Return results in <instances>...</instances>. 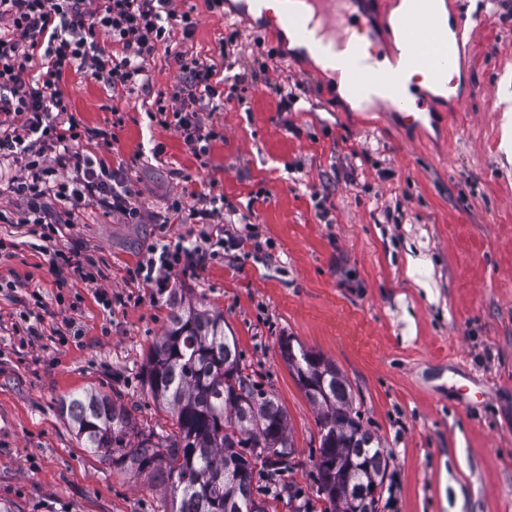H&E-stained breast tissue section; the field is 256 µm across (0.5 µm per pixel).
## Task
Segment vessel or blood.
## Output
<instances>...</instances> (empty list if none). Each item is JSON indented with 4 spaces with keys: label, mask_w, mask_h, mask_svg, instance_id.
Returning a JSON list of instances; mask_svg holds the SVG:
<instances>
[{
    "label": "vessel or blood",
    "mask_w": 512,
    "mask_h": 512,
    "mask_svg": "<svg viewBox=\"0 0 512 512\" xmlns=\"http://www.w3.org/2000/svg\"><path fill=\"white\" fill-rule=\"evenodd\" d=\"M381 0H304L288 7L276 22L277 28L291 30L305 52L333 55L347 78V90L354 96H368L390 107L430 104L426 88L408 85L410 72H425L433 83L448 79L449 64L461 63L467 48L464 27L449 29L435 7L436 0H409L408 10L399 18L402 61L391 68L367 65L363 46L353 40L356 29H368L369 17Z\"/></svg>",
    "instance_id": "1"
}]
</instances>
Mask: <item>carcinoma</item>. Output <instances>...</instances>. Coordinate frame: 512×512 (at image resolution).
<instances>
[{
  "mask_svg": "<svg viewBox=\"0 0 512 512\" xmlns=\"http://www.w3.org/2000/svg\"><path fill=\"white\" fill-rule=\"evenodd\" d=\"M168 327L154 341L147 359L145 384L154 403L171 414L175 431L139 428L134 410L102 391L72 394L61 400L62 413L83 447L133 474H149L164 491V512H270L272 506L254 490V462L270 480L296 465L287 416L278 402L256 389L240 369L236 340L224 334V317L171 296ZM323 357L304 348L285 362L300 389L317 410L318 425L342 429L353 398L347 381L336 372L322 378L314 362ZM288 447L275 457L259 450L268 438ZM353 436L339 435L329 445L321 437L315 462L318 489L339 512L346 487H336V473L327 458L353 456L365 465L369 484L388 465L379 447L357 448ZM239 448L236 458L245 475L224 474V450Z\"/></svg>",
  "mask_w": 512,
  "mask_h": 512,
  "instance_id": "1",
  "label": "carcinoma"
}]
</instances>
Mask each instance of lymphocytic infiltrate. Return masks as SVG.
<instances>
[{"label": "lymphocytic infiltrate", "instance_id": "obj_1", "mask_svg": "<svg viewBox=\"0 0 512 512\" xmlns=\"http://www.w3.org/2000/svg\"><path fill=\"white\" fill-rule=\"evenodd\" d=\"M198 20L177 0H0V164L18 166L9 182L23 204L22 222L48 242L60 283L69 278L96 282L101 269L93 257L81 258L60 243L55 205L68 217L95 205L117 213L126 223L145 219L200 225L198 237L170 242L157 238L147 256L127 271L130 281L165 293L175 270L191 271L223 256L232 236L224 223V195L215 183H201L191 198L169 199L164 214L148 215L139 193L122 169L101 153L111 133L91 127L71 111L62 90L65 75L84 73L107 85L113 96L147 84L149 66L159 51L184 42L175 54L179 82L154 101L159 123L179 132L196 158L218 137L204 124V113L224 106L223 87L248 76L225 75L218 64L238 52V32L219 38L218 61L188 46Z\"/></svg>", "mask_w": 512, "mask_h": 512}]
</instances>
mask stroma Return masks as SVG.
I'll list each match as a JSON object with an SVG mask.
<instances>
[{"label": "stroma", "mask_w": 512, "mask_h": 512, "mask_svg": "<svg viewBox=\"0 0 512 512\" xmlns=\"http://www.w3.org/2000/svg\"><path fill=\"white\" fill-rule=\"evenodd\" d=\"M193 38L212 55L237 26L254 66L267 31L237 14L188 0ZM450 25L478 19L455 85L435 90L421 126L347 95L337 71L307 57L271 60L293 85L280 96L264 78L245 83L213 122L223 139L197 160L174 130L149 117L179 67L158 54L149 82L114 98L71 73L61 88L74 115L110 130L103 150L127 171L148 212L196 182L218 181L238 214L239 243L171 285L198 309L222 314L244 374L278 401L297 465L284 479L307 512H332L313 482L317 415L283 361L290 337L334 363L353 407L388 455L378 512H512V0H444ZM160 159L148 156L154 142ZM21 204L0 182V505L12 512H164L154 481L82 448L61 397L101 390L168 432L171 416L143 383L166 329L167 297L131 283L127 270L158 234L189 239L194 224H128L91 205L62 225L72 252L93 255L98 283L57 285L45 244L20 224ZM268 245L255 251L246 225ZM105 291L111 307L97 299ZM39 314L38 333L16 330Z\"/></svg>", "instance_id": "1"}]
</instances>
